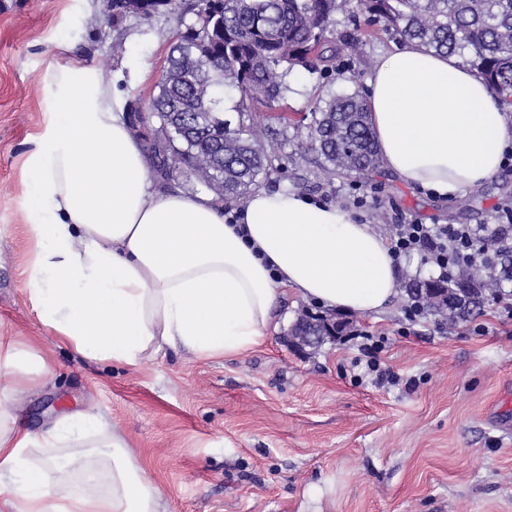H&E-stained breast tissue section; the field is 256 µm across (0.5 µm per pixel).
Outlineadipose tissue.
<instances>
[{"instance_id": "obj_1", "label": "adipose tissue", "mask_w": 512, "mask_h": 512, "mask_svg": "<svg viewBox=\"0 0 512 512\" xmlns=\"http://www.w3.org/2000/svg\"><path fill=\"white\" fill-rule=\"evenodd\" d=\"M44 120L24 162L30 293L41 320L83 357L129 367L166 348L235 356L268 336L282 290L340 312L377 314L398 294L391 250L351 212L286 189L233 209L155 189L126 97L77 60L49 68ZM383 164L439 196L493 178L512 150V114L456 56L405 41L368 82ZM50 359L0 343L17 395ZM5 512H167L161 485L118 425L87 410L43 433L0 408Z\"/></svg>"}]
</instances>
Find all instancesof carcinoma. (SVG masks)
Listing matches in <instances>:
<instances>
[{"mask_svg": "<svg viewBox=\"0 0 512 512\" xmlns=\"http://www.w3.org/2000/svg\"><path fill=\"white\" fill-rule=\"evenodd\" d=\"M173 10L163 0H103L97 23L116 25L129 17L148 19ZM366 14L385 23L386 31L436 53L457 55L480 73L512 107V0H195L183 12L177 40L171 45L158 92L149 104L128 103V123L140 140L133 116L150 112L156 122L173 124L181 134L156 136L153 172L166 179L189 172L225 203L239 202L277 170L279 159L267 149L266 128L250 123L255 104L273 110L288 90L286 78L299 66L333 72L344 54L363 44L355 34L326 36L336 12ZM237 97V126L224 119V95ZM273 119L286 131L305 127L307 150L328 179L336 175L369 176L381 159L365 98L357 91L335 96L310 113L305 125L286 112ZM486 264L470 266L447 279L411 277L410 298L453 326L512 282V248L495 237L482 240ZM309 326L320 336L339 338L350 322L303 312L292 335Z\"/></svg>", "mask_w": 512, "mask_h": 512, "instance_id": "carcinoma-1", "label": "carcinoma"}]
</instances>
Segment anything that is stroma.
<instances>
[{
  "label": "stroma",
  "mask_w": 512,
  "mask_h": 512,
  "mask_svg": "<svg viewBox=\"0 0 512 512\" xmlns=\"http://www.w3.org/2000/svg\"><path fill=\"white\" fill-rule=\"evenodd\" d=\"M101 0H0V341H32L52 367L40 386L16 395L13 412L34 432L60 414L94 409L118 424L168 512H512V321L485 305L455 329L425 315L407 326L406 292L379 314L354 313L355 332L384 336V367L396 385L356 380V340L344 336L302 354L285 337L299 311L315 303L281 296L277 331L241 356L198 359L167 349L138 369L79 355L44 324L29 291L22 169L50 92L45 70L73 57L104 78L148 66L142 83H123L128 99H149L178 22L173 13L128 18L122 31L94 22ZM379 33L361 57L333 76L288 75L283 103L296 115L315 99L367 92L378 60L400 46ZM269 190L299 188L353 209L389 237L396 214L424 224H486L512 197V164L465 190L471 201L437 198L391 171L373 180L319 173L296 139L282 148ZM378 199L357 209L355 189ZM484 333H476V324Z\"/></svg>",
  "instance_id": "1"
}]
</instances>
